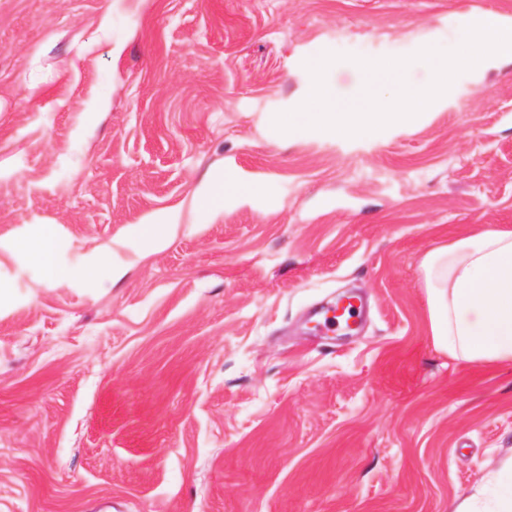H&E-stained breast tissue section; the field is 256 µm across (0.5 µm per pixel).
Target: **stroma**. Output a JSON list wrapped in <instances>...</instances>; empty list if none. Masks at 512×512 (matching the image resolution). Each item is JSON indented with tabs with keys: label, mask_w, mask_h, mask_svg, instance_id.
Returning <instances> with one entry per match:
<instances>
[{
	"label": "stroma",
	"mask_w": 512,
	"mask_h": 512,
	"mask_svg": "<svg viewBox=\"0 0 512 512\" xmlns=\"http://www.w3.org/2000/svg\"><path fill=\"white\" fill-rule=\"evenodd\" d=\"M478 13L512 0H0V512H458L512 463V368L437 349L417 284L512 226V63L377 132L273 126L305 61L347 106L350 55ZM352 288L362 332L310 335ZM53 239L50 234L42 237L37 249L36 256L41 260L45 278L51 282H61L66 279V275L58 269L52 260Z\"/></svg>",
	"instance_id": "obj_1"
}]
</instances>
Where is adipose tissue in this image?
I'll list each match as a JSON object with an SVG mask.
<instances>
[{
	"mask_svg": "<svg viewBox=\"0 0 512 512\" xmlns=\"http://www.w3.org/2000/svg\"><path fill=\"white\" fill-rule=\"evenodd\" d=\"M436 348L512 366V229L498 225L427 250L418 264Z\"/></svg>",
	"mask_w": 512,
	"mask_h": 512,
	"instance_id": "1",
	"label": "adipose tissue"
}]
</instances>
